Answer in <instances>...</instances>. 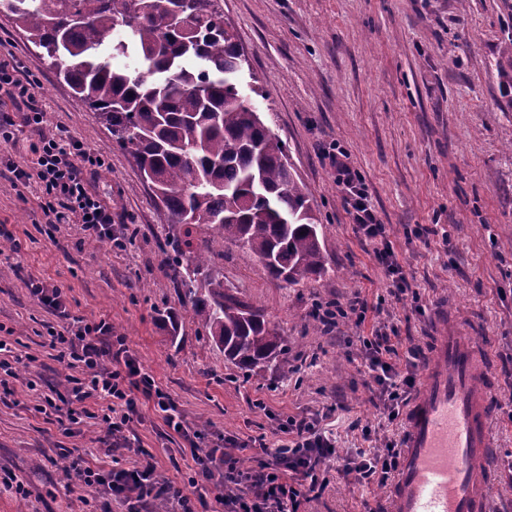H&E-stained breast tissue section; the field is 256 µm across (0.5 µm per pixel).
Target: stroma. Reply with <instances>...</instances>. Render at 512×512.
<instances>
[{
	"mask_svg": "<svg viewBox=\"0 0 512 512\" xmlns=\"http://www.w3.org/2000/svg\"><path fill=\"white\" fill-rule=\"evenodd\" d=\"M224 21L248 68L250 102L285 143L321 226L330 271L304 286L270 277L250 250L225 245L211 269L225 287L263 309L288 339L287 365L244 372L179 301L159 248L170 232L161 204L132 159L0 13V60L15 64L44 112L45 129L103 155L91 186L112 203L124 248L87 240L79 225L49 231L37 183L0 172V225L15 235L0 251V336L18 364L0 402V512H118L110 496L86 492L69 454L93 467L129 468L153 455L157 473L177 486L193 473L183 440L150 405L129 447L106 449L105 425L85 419L77 436L37 410L43 392L64 391L69 368L43 346L46 324L63 327L29 293V278L62 285L71 316L106 317L140 365L174 399L190 426L214 439L277 443L284 416L325 417L337 451L324 467L332 481L307 512H364L388 504V491L338 480L347 451L401 436L371 401L358 339L373 323L316 329L317 304L353 297L382 304L404 345L431 352L438 331L478 323L496 389V468L491 512H512V0H224ZM339 145L362 176L371 204L419 300H396L384 269L355 232L324 150ZM436 226L419 240L417 225ZM36 389H29V382ZM370 426L363 439L352 421Z\"/></svg>",
	"mask_w": 512,
	"mask_h": 512,
	"instance_id": "stroma-1",
	"label": "stroma"
}]
</instances>
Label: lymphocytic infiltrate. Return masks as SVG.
Returning a JSON list of instances; mask_svg holds the SVG:
<instances>
[{"instance_id": "1", "label": "lymphocytic infiltrate", "mask_w": 512, "mask_h": 512, "mask_svg": "<svg viewBox=\"0 0 512 512\" xmlns=\"http://www.w3.org/2000/svg\"><path fill=\"white\" fill-rule=\"evenodd\" d=\"M0 91L19 110L15 117L0 113V143L13 141L12 128L17 124L39 135L32 147V163L10 161L6 168L15 180L39 183L46 223L77 224L87 238L122 246V238L112 231L111 203L90 184L91 175L104 166V157L63 135L43 134L44 114L34 105L32 92L13 65L0 62ZM328 159L336 170L356 232L371 245L375 260L385 270L389 294L399 299L411 293L412 285L395 252L390 230L378 220L361 176L336 152H329ZM28 288L41 305L68 321L64 330L48 328L45 344L55 351L58 361L76 369L77 374L69 378L62 399L45 395L40 406L46 417L67 421V434L77 433L82 415L95 405L102 412L108 436L116 441L124 439L140 420L139 404L145 401L186 441L195 464L190 485L221 481L225 493L217 502L224 512H302L303 506L326 487L328 477L322 463L336 448L332 433L322 428L318 419L287 417L278 425L286 436L284 443L273 447L262 436L248 441V448L257 453L256 467L243 470L226 465L225 451L237 447V440L222 436L213 448L201 449L202 433L187 424L170 395L140 366L124 337L113 334L108 319L69 318L67 295L57 284L32 277ZM359 343L378 407L388 422L402 420L417 389L418 349L403 347L397 328L382 321L373 326L370 335L360 337ZM399 451L394 440L386 441L384 448L375 452L361 448L349 451L342 478L358 487H385L394 476ZM70 469L85 487L111 495L121 512H142L148 499L160 496L168 501L169 512H198L205 504L204 498H192L171 482H159L150 460L129 469L105 470L86 466L78 457Z\"/></svg>"}]
</instances>
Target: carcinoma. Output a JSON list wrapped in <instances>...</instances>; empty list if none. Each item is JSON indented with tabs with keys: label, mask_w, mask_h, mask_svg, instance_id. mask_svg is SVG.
<instances>
[{
	"label": "carcinoma",
	"mask_w": 512,
	"mask_h": 512,
	"mask_svg": "<svg viewBox=\"0 0 512 512\" xmlns=\"http://www.w3.org/2000/svg\"><path fill=\"white\" fill-rule=\"evenodd\" d=\"M57 77L156 192L183 306L241 370L282 362L288 340L224 288L211 255L246 247L276 280L328 273L309 193L238 86L222 0H0Z\"/></svg>",
	"instance_id": "carcinoma-1"
}]
</instances>
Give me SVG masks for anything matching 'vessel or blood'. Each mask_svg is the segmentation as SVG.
<instances>
[{
    "instance_id": "vessel-or-blood-1",
    "label": "vessel or blood",
    "mask_w": 512,
    "mask_h": 512,
    "mask_svg": "<svg viewBox=\"0 0 512 512\" xmlns=\"http://www.w3.org/2000/svg\"><path fill=\"white\" fill-rule=\"evenodd\" d=\"M479 336H437L405 415L390 512H490L480 463L494 447Z\"/></svg>"
}]
</instances>
